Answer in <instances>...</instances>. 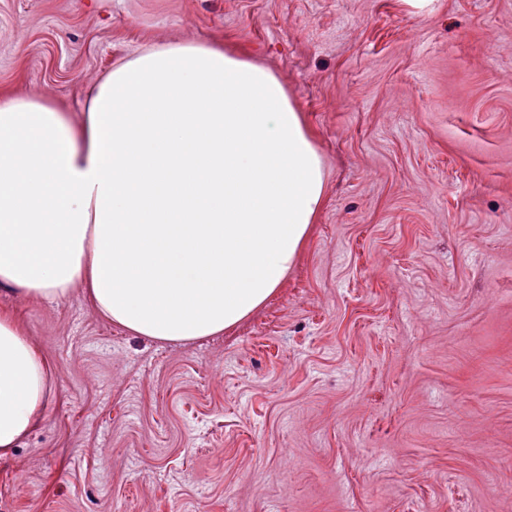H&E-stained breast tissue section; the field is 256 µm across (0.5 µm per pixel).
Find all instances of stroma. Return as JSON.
<instances>
[{
	"instance_id": "stroma-1",
	"label": "stroma",
	"mask_w": 512,
	"mask_h": 512,
	"mask_svg": "<svg viewBox=\"0 0 512 512\" xmlns=\"http://www.w3.org/2000/svg\"><path fill=\"white\" fill-rule=\"evenodd\" d=\"M171 41L278 77L323 206L190 343L0 288L51 376L0 512H512V0H0V91L78 124Z\"/></svg>"
}]
</instances>
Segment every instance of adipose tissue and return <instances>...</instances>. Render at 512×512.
I'll list each match as a JSON object with an SVG mask.
<instances>
[{
	"mask_svg": "<svg viewBox=\"0 0 512 512\" xmlns=\"http://www.w3.org/2000/svg\"><path fill=\"white\" fill-rule=\"evenodd\" d=\"M325 185L277 77L175 41L115 63L81 124L0 95V286L87 283L136 336L186 343L242 321L294 265ZM50 376L0 314V459L36 426Z\"/></svg>",
	"mask_w": 512,
	"mask_h": 512,
	"instance_id": "ef3b65f1",
	"label": "adipose tissue"
}]
</instances>
